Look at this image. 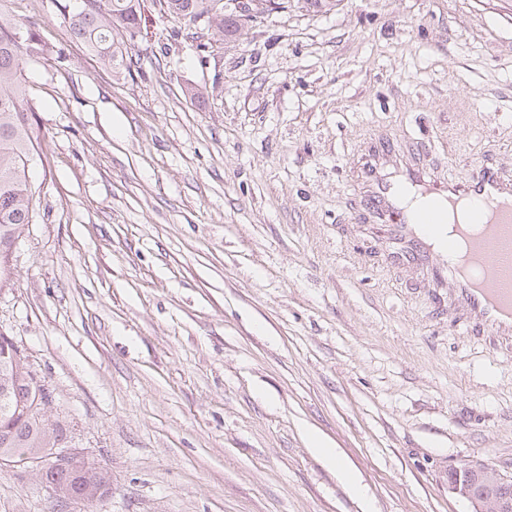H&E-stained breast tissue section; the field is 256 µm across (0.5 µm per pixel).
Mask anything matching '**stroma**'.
Segmentation results:
<instances>
[{
  "label": "stroma",
  "instance_id": "35a3bbf8",
  "mask_svg": "<svg viewBox=\"0 0 512 512\" xmlns=\"http://www.w3.org/2000/svg\"><path fill=\"white\" fill-rule=\"evenodd\" d=\"M74 3L0 0L65 53L22 61L38 195L0 336L112 495L2 466L0 512H474L448 470L512 478V348L396 260L359 182L376 147L512 167V0H290L236 43L141 0L119 75Z\"/></svg>",
  "mask_w": 512,
  "mask_h": 512
}]
</instances>
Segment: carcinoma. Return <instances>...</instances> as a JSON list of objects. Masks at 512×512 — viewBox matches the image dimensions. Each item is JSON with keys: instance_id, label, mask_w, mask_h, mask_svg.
<instances>
[{"instance_id": "obj_1", "label": "carcinoma", "mask_w": 512, "mask_h": 512, "mask_svg": "<svg viewBox=\"0 0 512 512\" xmlns=\"http://www.w3.org/2000/svg\"><path fill=\"white\" fill-rule=\"evenodd\" d=\"M166 12L186 25L199 17L222 40L238 42L246 35L252 16L241 11V0H162ZM138 0H93L68 13L69 35L104 65L118 72L126 67L125 38L140 26ZM25 36L17 38V30ZM46 45L29 26L0 18V279L10 273V254L25 225L33 223L36 191L29 169L38 154L40 131L31 121L22 60L40 58ZM46 393L25 358L0 348V462L22 457L41 458L65 440L63 429L50 423L43 412ZM41 478L54 494L79 492L93 498L112 486L110 472L94 463L87 467H51ZM489 491L512 500V482L485 485L473 479V494Z\"/></svg>"}]
</instances>
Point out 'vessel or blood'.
Returning a JSON list of instances; mask_svg holds the SVG:
<instances>
[{"instance_id":"b4317fda","label":"vessel or blood","mask_w":512,"mask_h":512,"mask_svg":"<svg viewBox=\"0 0 512 512\" xmlns=\"http://www.w3.org/2000/svg\"><path fill=\"white\" fill-rule=\"evenodd\" d=\"M363 191L377 219L401 245L403 261L433 257L440 285L465 311V325L512 342V169L481 162L464 178L419 164L373 160ZM417 193L429 202L416 210ZM468 219L440 232L448 213Z\"/></svg>"}]
</instances>
